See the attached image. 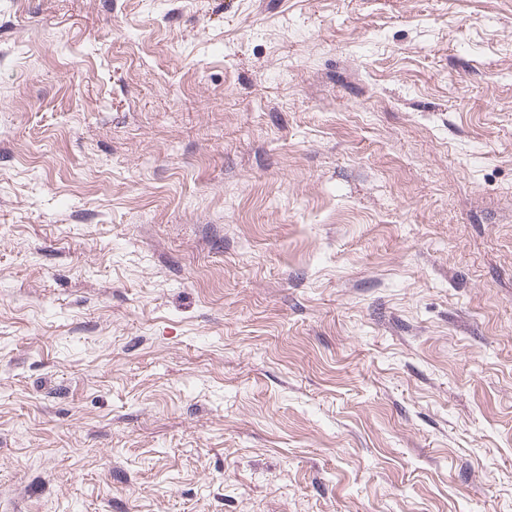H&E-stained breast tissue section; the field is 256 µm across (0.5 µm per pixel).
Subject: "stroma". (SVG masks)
Masks as SVG:
<instances>
[{
  "label": "stroma",
  "mask_w": 512,
  "mask_h": 512,
  "mask_svg": "<svg viewBox=\"0 0 512 512\" xmlns=\"http://www.w3.org/2000/svg\"><path fill=\"white\" fill-rule=\"evenodd\" d=\"M0 512H512V0H0Z\"/></svg>",
  "instance_id": "1"
}]
</instances>
